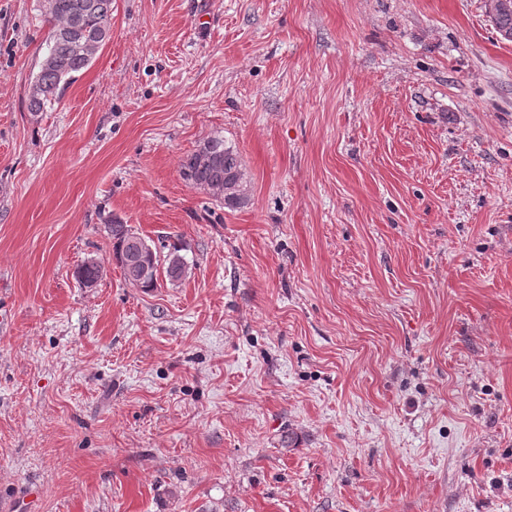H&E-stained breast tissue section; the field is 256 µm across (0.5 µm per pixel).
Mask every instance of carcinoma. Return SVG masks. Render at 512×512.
<instances>
[{
	"label": "carcinoma",
	"instance_id": "obj_1",
	"mask_svg": "<svg viewBox=\"0 0 512 512\" xmlns=\"http://www.w3.org/2000/svg\"><path fill=\"white\" fill-rule=\"evenodd\" d=\"M45 15L51 23L47 52L37 76L30 85L28 106L32 112L42 111L56 100L60 85L87 69L110 37L112 0H45ZM497 34H512V7L490 17ZM179 173L193 186L210 192V196L227 208H238L249 201L244 172L238 150L214 135L180 157ZM108 232L112 240L113 258L124 280L145 292L157 287L158 255L147 263L133 264L144 239L119 220L111 221ZM166 275L181 278L185 267L178 248L166 259ZM76 277L85 288H92L102 278L101 266L93 260L82 264Z\"/></svg>",
	"mask_w": 512,
	"mask_h": 512
}]
</instances>
